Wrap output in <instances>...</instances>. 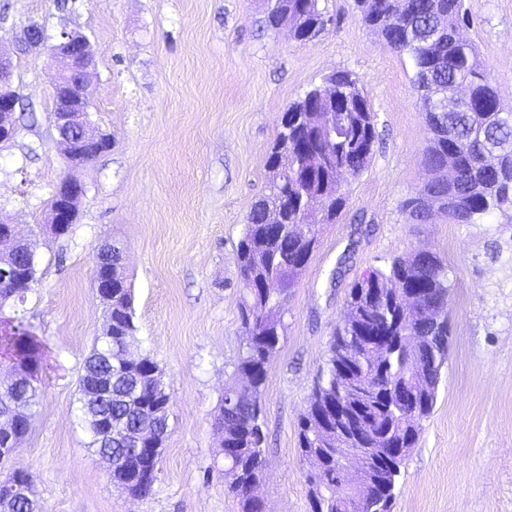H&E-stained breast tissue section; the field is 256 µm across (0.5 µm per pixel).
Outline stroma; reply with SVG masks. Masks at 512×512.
<instances>
[{
	"instance_id": "1",
	"label": "stroma",
	"mask_w": 512,
	"mask_h": 512,
	"mask_svg": "<svg viewBox=\"0 0 512 512\" xmlns=\"http://www.w3.org/2000/svg\"><path fill=\"white\" fill-rule=\"evenodd\" d=\"M0 52L38 121L0 144V212L35 235L38 281L16 316L45 343L30 432L5 462L34 477L45 512H241L228 492L212 419L245 345L236 245L265 194L266 166L288 106L337 71L358 78L375 114L368 167L285 306L284 337L264 388L270 512H311L298 423L346 312L351 282L426 246L448 263V363L394 490L392 512H512V225L502 216L452 224L434 210L410 223L405 202L426 178L425 116L408 55L385 47L353 0L300 43L270 27L262 0H8ZM463 35L512 110V0H465ZM47 36L86 34L94 54L91 120L112 137L69 167L56 141L54 71L45 53L16 54L29 21ZM85 189L70 233L45 231L55 186ZM124 249L136 336L165 373L171 435L151 495L132 499L108 476L80 418L77 378L105 326L93 286L96 246Z\"/></svg>"
}]
</instances>
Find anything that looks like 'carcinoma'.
<instances>
[{"label":"carcinoma","instance_id":"1","mask_svg":"<svg viewBox=\"0 0 512 512\" xmlns=\"http://www.w3.org/2000/svg\"><path fill=\"white\" fill-rule=\"evenodd\" d=\"M362 20L392 51L413 63V85L419 93L431 133L422 157L428 178L407 203L408 219L424 222L428 211L447 208L450 224H479L498 213L512 222V112L503 110L497 88L486 78L474 46H459L458 24L468 21L464 0H355ZM325 0H269L267 22L272 27L293 21V37L309 41L324 31ZM338 85L345 101L333 103L312 87L288 106V128H278L267 165L268 193L252 207L237 258L242 283L240 317L247 343L224 387L214 429L220 437L224 478L242 502L243 512H260L249 495L251 484L264 476L263 393L266 352L284 336L282 312L291 289L306 268L318 235L298 239L290 225L305 220V208L320 207L321 219L334 224L346 206L342 188L368 166L376 139L374 112L363 96L358 78L339 71L326 78ZM460 81L471 83L470 100L457 112H434L428 103ZM296 154H318L315 169L300 165L280 170L282 147ZM30 247L14 240L0 224V265L27 262ZM112 266V299L105 302L106 326L85 358L78 379L79 393L102 382L109 395L80 407L90 447L112 459L120 487L138 498L151 494L158 465L170 436V407L163 372L149 354L132 351L136 341L133 297L117 245L104 251ZM36 283V268L0 284V315L22 301ZM448 267L425 246L394 258L354 280L347 299L349 317L330 336L325 366L307 401L298 426L299 454L309 461L313 449H326L319 481L308 476L311 512L315 495L321 512H351V487L364 496V512H391L394 488L405 458L395 449L416 446L424 421L431 414L448 360ZM404 290L419 294L422 305L439 314L408 318L399 297ZM421 338L418 355L409 357L400 340L408 328ZM12 351L17 379L0 389V410H14L15 425L0 429V460L30 431L39 405V378L44 344L30 330L14 326L0 336ZM341 405L349 438L344 456L369 445L373 456L360 478L336 460V405ZM27 494L10 504L12 512H42L33 495V476L22 477Z\"/></svg>","mask_w":512,"mask_h":512}]
</instances>
